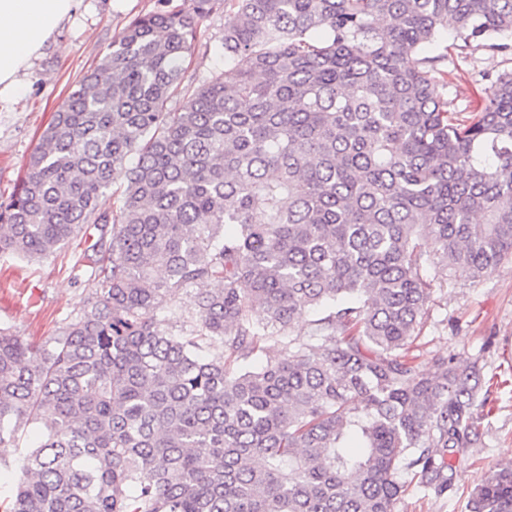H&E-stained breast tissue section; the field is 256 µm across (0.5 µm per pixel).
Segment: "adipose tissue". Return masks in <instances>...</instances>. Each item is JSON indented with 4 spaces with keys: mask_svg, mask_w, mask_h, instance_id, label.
Here are the masks:
<instances>
[{
    "mask_svg": "<svg viewBox=\"0 0 512 512\" xmlns=\"http://www.w3.org/2000/svg\"><path fill=\"white\" fill-rule=\"evenodd\" d=\"M81 0H0V103L22 95L28 69Z\"/></svg>",
    "mask_w": 512,
    "mask_h": 512,
    "instance_id": "adipose-tissue-1",
    "label": "adipose tissue"
}]
</instances>
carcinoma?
Returning <instances> with one entry per match:
<instances>
[{"label": "carcinoma", "mask_w": 512, "mask_h": 512, "mask_svg": "<svg viewBox=\"0 0 512 512\" xmlns=\"http://www.w3.org/2000/svg\"><path fill=\"white\" fill-rule=\"evenodd\" d=\"M209 3L130 21L0 204V253L81 233L101 281L41 348L0 329V446L41 426L0 512H394L401 468L444 492L481 443L479 361L411 348L432 288L512 259V69L465 116L435 48L512 61V0H224V70L189 90ZM470 509L512 512V464Z\"/></svg>", "instance_id": "cac0c4a2"}]
</instances>
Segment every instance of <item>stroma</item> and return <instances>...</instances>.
<instances>
[{
    "label": "stroma",
    "instance_id": "stroma-1",
    "mask_svg": "<svg viewBox=\"0 0 512 512\" xmlns=\"http://www.w3.org/2000/svg\"><path fill=\"white\" fill-rule=\"evenodd\" d=\"M161 3L171 10L185 6L184 0H82L34 60L25 93L0 104V203L9 200L24 177L41 133L76 81L100 61L132 18ZM223 41L224 0H214L186 58L185 85H198L223 70ZM501 68L498 58L485 51H453L438 91L456 109H464L483 87L485 75ZM85 247L84 237L78 236L43 258L0 253V328L37 347L59 335L99 286L82 264ZM414 354L427 371L436 356L454 357L461 365L480 359L492 412L481 445L464 452L452 489L437 492L414 471L400 470L398 479L408 490L395 512H469L470 492L495 465L512 463V260L482 281L458 273L446 287L433 289Z\"/></svg>",
    "mask_w": 512,
    "mask_h": 512
}]
</instances>
